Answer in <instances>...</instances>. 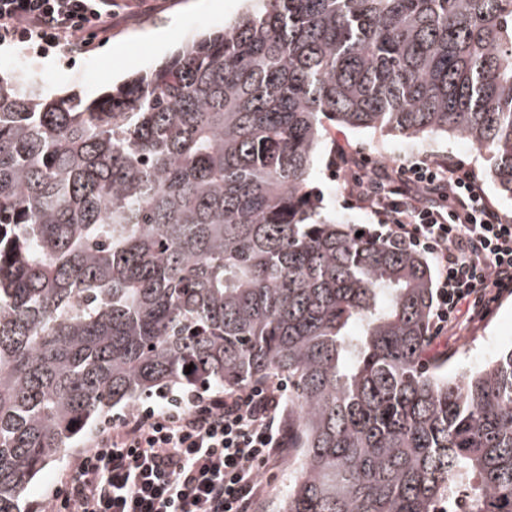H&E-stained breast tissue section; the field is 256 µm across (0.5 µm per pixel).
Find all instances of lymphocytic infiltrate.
Wrapping results in <instances>:
<instances>
[{
	"instance_id": "1",
	"label": "lymphocytic infiltrate",
	"mask_w": 512,
	"mask_h": 512,
	"mask_svg": "<svg viewBox=\"0 0 512 512\" xmlns=\"http://www.w3.org/2000/svg\"><path fill=\"white\" fill-rule=\"evenodd\" d=\"M113 0H0V41L85 50L84 32L108 33ZM387 235L435 268L432 333L462 306H490L487 289L512 292V220L475 175L445 159H415L357 181ZM284 384L191 391L124 415L74 457L48 504L52 512H254L259 469L280 457Z\"/></svg>"
}]
</instances>
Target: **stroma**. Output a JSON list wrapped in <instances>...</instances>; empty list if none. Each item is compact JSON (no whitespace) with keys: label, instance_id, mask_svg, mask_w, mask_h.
I'll use <instances>...</instances> for the list:
<instances>
[{"label":"stroma","instance_id":"obj_1","mask_svg":"<svg viewBox=\"0 0 512 512\" xmlns=\"http://www.w3.org/2000/svg\"><path fill=\"white\" fill-rule=\"evenodd\" d=\"M198 0H117L112 29L107 37L95 36L87 53L71 56L62 47L39 48L31 43H0V71L28 68L44 88L63 95L93 99L111 85L152 72L175 54L190 38L223 29L242 13L244 0H211L197 9ZM176 25L173 40L148 41L150 32ZM446 158L471 170L482 183L492 206L512 219V198L503 196L487 176L486 155L469 142L452 136L426 141L387 135L370 129L329 125L312 174L327 212L360 227L376 230V214L350 189L357 173L371 164L396 167L411 159ZM504 346H512V294H501L483 315L463 310L459 322L445 335L431 339L429 352L452 356L457 372L474 370L493 358Z\"/></svg>","mask_w":512,"mask_h":512}]
</instances>
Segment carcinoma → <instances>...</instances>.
Wrapping results in <instances>:
<instances>
[{"label": "carcinoma", "instance_id": "cac0c4a2", "mask_svg": "<svg viewBox=\"0 0 512 512\" xmlns=\"http://www.w3.org/2000/svg\"><path fill=\"white\" fill-rule=\"evenodd\" d=\"M249 2L92 100L0 77V512L112 407L273 374L281 512H512V349L429 358L427 260L310 186L328 121L466 140L512 197V0Z\"/></svg>", "mask_w": 512, "mask_h": 512}]
</instances>
